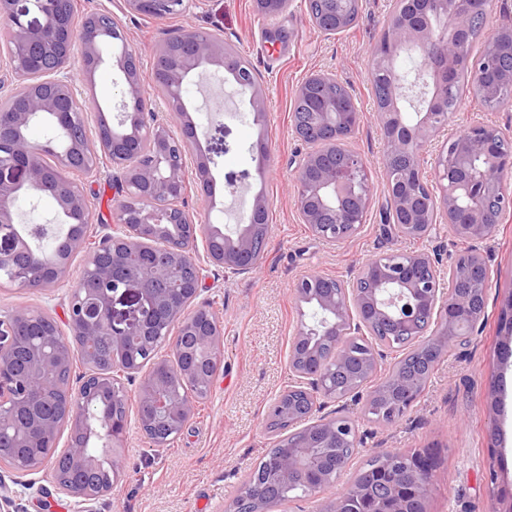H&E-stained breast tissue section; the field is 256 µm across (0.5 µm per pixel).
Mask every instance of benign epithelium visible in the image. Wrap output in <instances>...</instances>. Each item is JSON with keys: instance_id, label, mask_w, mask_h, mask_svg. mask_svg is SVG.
I'll list each match as a JSON object with an SVG mask.
<instances>
[{"instance_id": "7a95c632", "label": "benign epithelium", "mask_w": 512, "mask_h": 512, "mask_svg": "<svg viewBox=\"0 0 512 512\" xmlns=\"http://www.w3.org/2000/svg\"><path fill=\"white\" fill-rule=\"evenodd\" d=\"M0 0V30L6 34V69L13 79L29 60L38 68L28 72L30 82L19 91L16 84L0 78V90L20 100L11 111L7 126L0 125V278L19 285L26 282L21 261L44 249L25 229L16 225L20 198L47 193L56 202L66 232L54 236L47 252L49 274L42 287L63 279L71 258L84 253L85 266L71 285L67 305L68 333L59 329L47 313L20 308L0 319V438L7 437L17 448H27L35 439L59 440L61 428L43 409L50 407L47 388L63 370L80 361L90 368L78 403L67 405L71 430L64 454L70 474L55 478L58 488L85 505L99 499L105 490L90 477L108 463L112 481L125 472L127 419L114 417L105 425L101 408L123 391L122 378L141 375L136 403V421L142 433L161 429L169 439L178 438L195 416L199 398L192 389L199 382L212 383L223 371L221 350L223 325L210 306L198 302L206 289L207 272L213 266L224 277L251 274L263 262L253 246L257 232L269 233L262 223L269 200L255 197L248 221L223 230L213 228L205 236L207 264L197 259L201 226L182 205L189 164H194L201 197H210L213 160L196 143V132L187 119L184 85L190 77L209 67L231 76L237 90L249 95L258 112L265 111L261 85L229 62L230 48L215 35L180 26L153 51L154 59L176 46L179 63L159 79L176 90L167 100L171 116L184 120L181 135L158 119L155 103L146 92L138 63L139 54L129 47L127 33L110 12L93 32L76 24L74 0ZM132 14L156 20L184 16L200 7L203 0H124ZM340 0H329L331 23L317 25L326 36L340 30L343 12ZM256 11L274 17L286 8V0H254ZM492 0H448V13L463 20L479 19L487 29L482 56L470 71V82L493 107L505 91L512 92V72L502 74L498 59L503 37L512 53V27L489 26ZM40 18L23 20L30 10ZM469 34L465 27L438 32L423 0H394L382 42L385 51L370 59L369 75L383 72L391 78L396 98L412 97L423 109L410 118L398 104L378 113L385 137L386 190L392 223L400 234L430 237L437 225H448L457 239L471 242L469 250L457 254L444 268L439 251L391 252L366 260L354 276L340 280L322 274H306L292 284L298 301L311 305L319 317L300 322L289 349L292 382L272 403L267 422L298 429L303 439L288 445L275 459L273 470L282 491L300 481L310 495L338 481L342 468L328 464L325 450L337 448L354 456L362 445L358 419L325 412L336 399V387L356 394L380 368L386 351L417 357L424 362L414 373H397L373 387L369 400L401 401L390 416L398 420L411 408L426 385L425 368L443 355L464 348L481 331L487 317V298L493 270L479 244L489 240L503 212L512 208V193L500 180L503 169L512 166V138L493 123L475 122L466 135L450 138L434 158V183L419 184L424 173L425 149L448 123V93L457 84L460 46ZM112 45L111 66L122 77L118 125L96 109L95 129L88 128L85 113L75 109L91 77L103 62L102 46ZM416 51L422 67L413 79L400 74L397 59L402 51ZM338 79L321 71L308 75L297 87L295 98L313 105L311 126L342 129L355 134L359 113L354 103L336 96ZM40 124L55 131L58 146L31 140L30 130ZM292 133L307 147L295 170L296 207L302 223L319 238L343 243L363 228L372 193L363 158L346 150L339 160H327V152L311 132L292 124ZM90 170L111 167L119 171L116 224L96 242L88 238L85 216L90 211L87 195L65 173L80 163ZM158 243L165 240L190 243L188 247L152 249L153 258L139 271L122 268L123 255L141 245V238ZM183 265L189 274L172 280V268ZM97 283L92 294L97 314L91 317L84 305L85 277ZM133 297V308L116 309L115 303ZM39 318L51 328L38 342L22 344L16 326ZM508 334L503 346H512V291L499 314ZM176 328L177 338L161 340L157 324ZM379 336L385 350L371 349L359 364H348L349 343ZM169 354H160L162 345ZM25 346L29 362L13 375L9 368L15 350ZM336 364L338 383L325 382V367ZM102 449L89 452L90 444ZM411 474L410 495L396 492V476L385 472V493L369 497L351 486L331 500L325 512H409L413 499L426 512L434 491V468L417 454H405ZM233 512H267L265 498L242 492Z\"/></svg>"}]
</instances>
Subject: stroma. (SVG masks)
Segmentation results:
<instances>
[{"label":"stroma","mask_w":512,"mask_h":512,"mask_svg":"<svg viewBox=\"0 0 512 512\" xmlns=\"http://www.w3.org/2000/svg\"><path fill=\"white\" fill-rule=\"evenodd\" d=\"M75 3L77 16L108 11L123 24L141 57L147 92L155 90L156 44L168 29L190 25L222 36L249 59L267 93L266 110L257 113L225 73L206 70L193 75L185 87L183 96L199 145L214 160L211 203L199 199L192 182L187 186L186 206L202 225L221 228L245 223L254 197H267L271 208L265 258L256 273L228 279L218 272L207 281L201 298L224 325V371L189 426L169 447L155 448L136 424H129L126 470L112 490L90 506L91 512H228L250 469L273 445L266 414L289 383V342L298 324L311 319L310 307L291 292L294 280L315 272L346 280L375 255L429 251L439 245L448 262L468 244L444 228L436 237L412 240L382 221L387 205L385 143L368 69L390 0H360L355 25L332 37L310 22L305 0H290L286 11L273 20L257 14L254 0H205L194 13L164 22L127 13L123 0ZM323 70L335 72L356 99L360 118L350 146L365 159L372 183L364 227L343 244L314 236L296 211L293 161L304 146L291 131L290 109L301 80ZM473 121L496 124L512 136V102L491 110L475 98H465L428 146V153L436 154ZM260 140L270 155L265 166L255 148ZM111 175L107 168L69 175L88 194L95 217L88 235L93 239L108 233L113 223ZM483 250L495 279L481 335L435 365L425 390L395 423L364 416L370 386L361 388L359 398L336 400L339 414L357 416L363 438L348 474L316 496L270 506L269 512H324L347 486L349 473L389 450H425L434 455L435 489L428 512H491L496 505L492 487L512 491V362L500 366L498 357L502 341L498 310L512 294V211L504 213ZM84 264L83 255H74L68 280L49 288L0 290V317L29 308L65 324L70 281L80 275ZM493 472L498 475L494 482L489 479ZM0 490L13 496L18 512H77L74 498L56 487L47 467L24 478L2 466Z\"/></svg>","instance_id":"obj_1"}]
</instances>
